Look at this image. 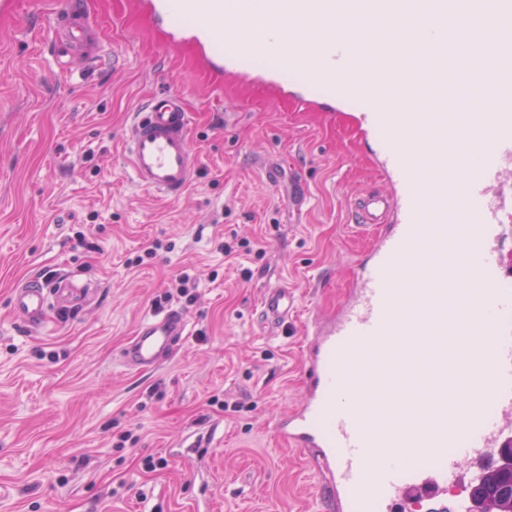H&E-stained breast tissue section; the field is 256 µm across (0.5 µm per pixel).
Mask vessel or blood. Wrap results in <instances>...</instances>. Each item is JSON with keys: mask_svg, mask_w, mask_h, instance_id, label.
Masks as SVG:
<instances>
[{"mask_svg": "<svg viewBox=\"0 0 512 512\" xmlns=\"http://www.w3.org/2000/svg\"><path fill=\"white\" fill-rule=\"evenodd\" d=\"M148 0L173 40L195 41L216 67L277 60V85L302 73L309 88L359 103L379 148L390 194L355 204L357 230L374 239L372 259L336 315L308 328L302 349L307 395L275 428L315 471L328 512H469L450 489L473 486L512 446V261L501 247L512 222V49L501 34L512 0H464L470 35L455 55L448 0H420L406 39L372 34L388 0ZM344 35L320 34L335 21ZM311 28V51L295 47ZM99 22L70 0L47 28L79 65L101 58ZM426 68H413L415 59ZM490 83L497 94L461 115L459 90ZM190 113L174 91L154 94L129 126L125 149L135 183L168 198L196 174ZM478 128L467 156L448 138ZM73 285L22 280L10 305L39 326ZM287 289H265L261 315L279 325L293 310ZM187 334L182 312L144 319L124 345L125 366L151 372Z\"/></svg>", "mask_w": 512, "mask_h": 512, "instance_id": "1", "label": "vessel or blood"}]
</instances>
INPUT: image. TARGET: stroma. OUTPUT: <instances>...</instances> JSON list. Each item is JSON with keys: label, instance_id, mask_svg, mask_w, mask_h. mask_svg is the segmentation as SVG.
Instances as JSON below:
<instances>
[{"label": "stroma", "instance_id": "35a3bbf8", "mask_svg": "<svg viewBox=\"0 0 512 512\" xmlns=\"http://www.w3.org/2000/svg\"><path fill=\"white\" fill-rule=\"evenodd\" d=\"M91 3L103 55L90 74L43 43L54 0H16L0 21V512H318L306 461L274 430L305 395L307 326L371 247L352 204L387 190L375 146L355 106L308 99L303 76L278 90L256 61L216 79L138 0ZM164 89L186 101L197 159L173 200L134 183L124 150ZM224 241L250 250L225 261ZM183 273L187 299L171 293ZM53 275L79 295L30 327L11 291ZM276 286L297 311L273 335L258 304ZM170 308L188 320L183 343L156 371L126 370L136 325ZM124 431L137 443L115 447Z\"/></svg>", "mask_w": 512, "mask_h": 512}]
</instances>
